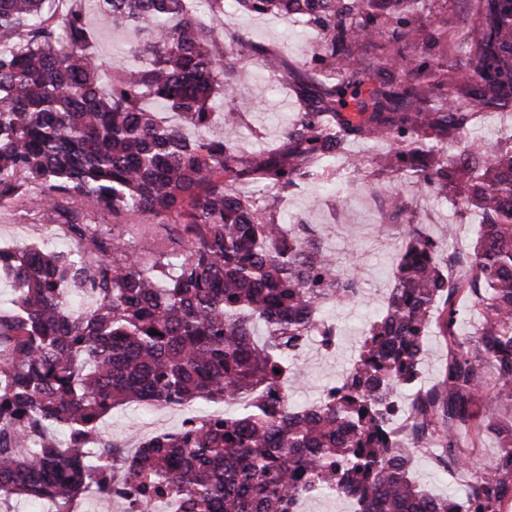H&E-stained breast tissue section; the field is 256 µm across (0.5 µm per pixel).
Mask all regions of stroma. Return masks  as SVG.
Instances as JSON below:
<instances>
[{
    "mask_svg": "<svg viewBox=\"0 0 512 512\" xmlns=\"http://www.w3.org/2000/svg\"><path fill=\"white\" fill-rule=\"evenodd\" d=\"M82 7L91 32V49L104 68L122 61L136 42L133 32L113 28L101 17L93 0ZM225 36H240L263 45L265 56L245 59L247 77L237 84L238 99L248 101L249 111L216 113L209 135L215 139H235L246 150L280 144L283 129L299 100L287 82L275 83L269 76L281 61L310 62L321 68L320 59L312 55L317 34L293 19L278 16H253L233 11L224 14ZM465 142L483 147L504 146L512 141V112H486L464 134ZM390 147L383 142L345 144L336 160L340 182H353L351 192L333 195L317 185L304 186L275 206L272 215L282 224H309L317 235L336 253L344 275L355 281L360 294L357 303L335 313L336 346L325 351L317 344L308 345L298 366L302 378L293 394L301 405L317 401L325 388L356 357L362 342V329L369 317L386 303L393 286L389 258L404 238L409 225L422 228L450 251L464 252L477 238L481 216L471 209L455 206L441 196H424L413 202V188L405 185L386 165ZM395 212L396 221L382 223L387 212ZM456 225L455 240H448L446 228ZM45 241L60 250L76 249L77 243L67 237L61 225L39 223L35 212L28 209H0V246H23ZM220 402L197 400L186 406L160 407L131 402L112 410L100 423L103 439L126 448L160 432L178 431L187 416H202L223 411Z\"/></svg>",
    "mask_w": 512,
    "mask_h": 512,
    "instance_id": "stroma-1",
    "label": "stroma"
}]
</instances>
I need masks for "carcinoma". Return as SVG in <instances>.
Masks as SVG:
<instances>
[{
  "mask_svg": "<svg viewBox=\"0 0 512 512\" xmlns=\"http://www.w3.org/2000/svg\"><path fill=\"white\" fill-rule=\"evenodd\" d=\"M95 0L144 45L103 69L90 51L82 0H0V205L42 207L76 250L0 249V506L17 497L71 512L84 496L126 498L143 512H298V497L335 495L355 512H503L512 500V145L440 160L479 111L512 110V0H475L465 47L419 50L412 17L448 34L450 0ZM293 18L317 29L325 67H288L309 89L284 141L243 153L203 135L236 101L234 75L264 49L241 38L214 50L224 8ZM162 102L174 121L145 105ZM387 140L423 192L476 209L480 236L452 280L440 243L414 228L395 254L394 286L334 396L294 406L295 361L329 343V313L358 290L308 224L275 222L272 201L305 182L334 181L341 144ZM112 216V233L93 217ZM180 229L158 236L147 223ZM139 241L135 247L126 238ZM92 303L80 310L69 295ZM479 328L462 336L466 311ZM265 327L261 341L255 324ZM448 363L416 387L433 326ZM494 369L492 380L486 367ZM197 400L236 406L136 448L89 442L116 406ZM486 433L481 465L466 448ZM432 437L435 471L468 473L464 497L411 477Z\"/></svg>",
  "mask_w": 512,
  "mask_h": 512,
  "instance_id": "cac0c4a2",
  "label": "carcinoma"
}]
</instances>
